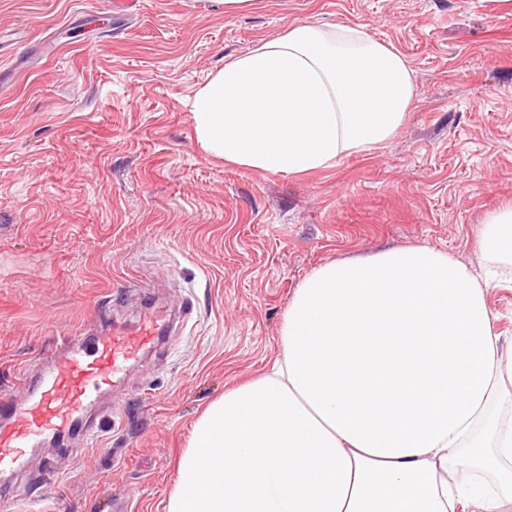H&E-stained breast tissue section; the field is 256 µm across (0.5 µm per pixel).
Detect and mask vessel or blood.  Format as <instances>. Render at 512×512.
Wrapping results in <instances>:
<instances>
[{
	"label": "vessel or blood",
	"mask_w": 512,
	"mask_h": 512,
	"mask_svg": "<svg viewBox=\"0 0 512 512\" xmlns=\"http://www.w3.org/2000/svg\"><path fill=\"white\" fill-rule=\"evenodd\" d=\"M173 332L171 312L153 305L133 320L106 318L98 333L73 339L43 372H21L17 390L0 394V474L17 471L46 441L93 439L87 417L100 394Z\"/></svg>",
	"instance_id": "vessel-or-blood-1"
}]
</instances>
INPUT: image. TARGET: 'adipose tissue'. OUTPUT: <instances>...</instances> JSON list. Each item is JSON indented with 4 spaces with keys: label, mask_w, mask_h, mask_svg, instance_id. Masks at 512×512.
<instances>
[{
    "label": "adipose tissue",
    "mask_w": 512,
    "mask_h": 512,
    "mask_svg": "<svg viewBox=\"0 0 512 512\" xmlns=\"http://www.w3.org/2000/svg\"><path fill=\"white\" fill-rule=\"evenodd\" d=\"M415 95L406 57L360 25L304 23L211 75L201 149L303 173L371 152ZM475 270L427 245L333 260L295 288L270 370L213 401L167 512H512V355L487 304L512 268V207Z\"/></svg>",
    "instance_id": "adipose-tissue-1"
}]
</instances>
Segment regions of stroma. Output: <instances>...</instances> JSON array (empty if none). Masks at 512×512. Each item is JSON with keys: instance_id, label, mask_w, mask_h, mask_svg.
I'll return each mask as SVG.
<instances>
[{"instance_id": "35a3bbf8", "label": "stroma", "mask_w": 512, "mask_h": 512, "mask_svg": "<svg viewBox=\"0 0 512 512\" xmlns=\"http://www.w3.org/2000/svg\"><path fill=\"white\" fill-rule=\"evenodd\" d=\"M0 0V392L142 289L192 313L94 412L98 438L30 456L10 512H166L203 410L280 350L318 265L428 245L470 265L512 206V0ZM360 25L408 60L415 97L377 150L302 174L206 155L190 100L290 25Z\"/></svg>"}]
</instances>
